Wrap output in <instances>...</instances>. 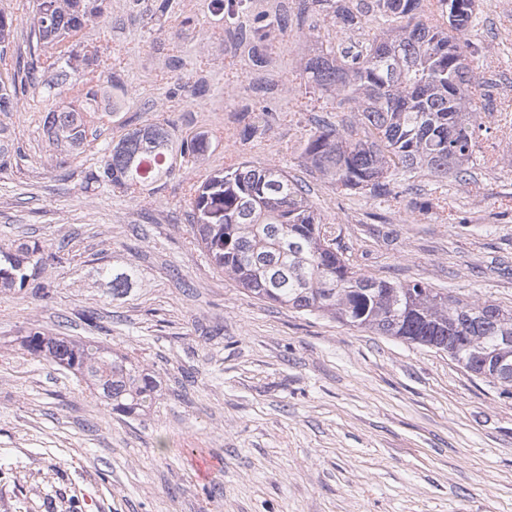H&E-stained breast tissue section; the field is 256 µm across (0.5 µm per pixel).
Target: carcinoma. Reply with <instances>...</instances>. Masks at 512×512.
Returning <instances> with one entry per match:
<instances>
[{
	"mask_svg": "<svg viewBox=\"0 0 512 512\" xmlns=\"http://www.w3.org/2000/svg\"><path fill=\"white\" fill-rule=\"evenodd\" d=\"M144 1L151 20L175 15V0ZM106 0H33L27 18L30 60L0 73V112L14 108L10 88L21 83L51 103L42 132L59 154L74 156L102 135L94 119L128 112L122 75L111 56L82 42L88 21H107ZM211 11L236 18L243 0H209ZM476 0H300L299 15L324 16L344 31L363 29L368 17L385 27L358 43L318 48L304 71L323 96L350 105L347 128L318 126L303 148L305 163L340 191L367 190L399 200L389 175L426 171L466 176L481 136V113L491 82L466 38ZM435 17L427 24L425 13ZM288 29V9L258 13L233 36L258 46L272 30ZM15 41L13 20L0 9V52ZM192 98L210 91L203 77L181 85ZM265 107L241 108L242 137L265 132ZM212 148L200 131L177 135L168 123H145L126 132L86 184L106 183L152 197L176 169L204 162ZM194 241L212 264L265 302L317 313L348 326L403 338L448 353L476 377L512 395V310L492 302L469 303L441 295L420 282H391L359 273L336 248L314 202L282 169L241 162L217 170L190 188ZM49 257L38 245L0 247V288L40 293ZM31 355L86 378L101 403L127 416H143L156 404L160 382L127 356L82 340L30 332Z\"/></svg>",
	"mask_w": 512,
	"mask_h": 512,
	"instance_id": "obj_1",
	"label": "carcinoma"
}]
</instances>
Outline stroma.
<instances>
[{
    "mask_svg": "<svg viewBox=\"0 0 512 512\" xmlns=\"http://www.w3.org/2000/svg\"><path fill=\"white\" fill-rule=\"evenodd\" d=\"M208 0H178L192 26L158 27L108 0L112 24L85 39L111 53L141 120L212 134L205 165L180 170L153 199L87 171L120 120L59 162L42 106L20 96L0 124L15 147L0 172V243L63 253L48 295L0 292V512H512V395L446 352L254 299L194 243L188 182L233 161L276 166L305 184L360 273L421 281L468 302L512 308V0H482L469 39L494 88L470 178L396 175L395 207L342 192L301 156L316 123L352 121L301 67L309 18L292 16L253 65ZM208 61L210 95L173 92L167 61ZM168 102L167 113L147 104ZM273 108L265 138L240 139V108ZM459 216L440 223L429 204ZM132 275L113 295L105 274ZM128 354L161 383L154 414L105 408L69 371L23 350L29 330Z\"/></svg>",
    "mask_w": 512,
    "mask_h": 512,
    "instance_id": "obj_1",
    "label": "stroma"
}]
</instances>
